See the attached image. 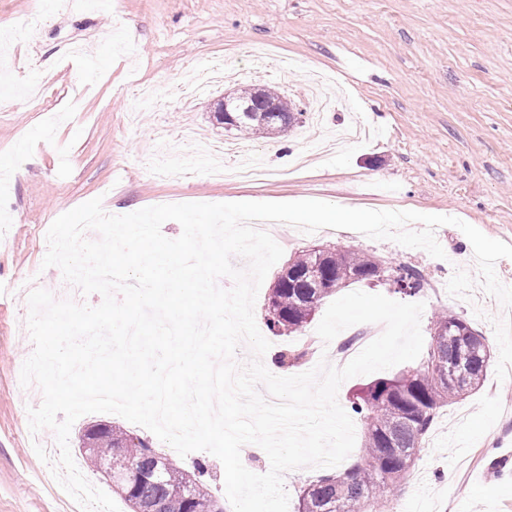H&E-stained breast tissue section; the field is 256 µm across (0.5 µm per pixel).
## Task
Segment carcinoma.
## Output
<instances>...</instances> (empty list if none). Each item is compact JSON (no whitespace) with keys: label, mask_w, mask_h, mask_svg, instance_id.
<instances>
[{"label":"carcinoma","mask_w":512,"mask_h":512,"mask_svg":"<svg viewBox=\"0 0 512 512\" xmlns=\"http://www.w3.org/2000/svg\"><path fill=\"white\" fill-rule=\"evenodd\" d=\"M235 131L268 137L281 129L273 122H252ZM290 261L297 276L277 278L268 299L266 325L276 335L306 331L324 299L352 283L372 282L377 271L374 255L353 248H330L323 262V287L316 288L303 277V271L315 261L312 250H302ZM391 273L400 284L396 293L411 296L425 285L423 275L413 266L396 263ZM433 325L446 332L431 333L427 352L415 366L392 378L375 379L349 399L351 414L366 424L359 459L342 473L323 474L310 481L300 492L297 512H377L398 490L438 411L460 399L455 388L439 384L436 358H463L468 392L483 385L491 360L485 338L444 309L435 314ZM87 437L93 448L84 452L86 459L96 469L112 459V490L129 503L131 512H224L220 502L203 490L200 478L205 464H197L198 477L194 478L156 451L149 440L110 423Z\"/></svg>","instance_id":"1"}]
</instances>
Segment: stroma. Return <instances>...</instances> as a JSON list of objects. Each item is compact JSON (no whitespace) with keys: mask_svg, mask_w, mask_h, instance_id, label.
<instances>
[{"mask_svg":"<svg viewBox=\"0 0 512 512\" xmlns=\"http://www.w3.org/2000/svg\"><path fill=\"white\" fill-rule=\"evenodd\" d=\"M46 19L0 66V512H63L64 490L28 438L20 367L33 348L19 291L67 287L43 267L42 238L63 213L102 198L113 214L160 196L188 203L245 198L317 200L362 209L459 218L512 244V0H105L72 10L66 0H0V32ZM263 43L329 75L353 111L313 120L300 77L281 81L242 47ZM228 55L231 85L201 95L180 89L191 65ZM99 74L79 111L67 109L84 60ZM170 94L144 103L142 87ZM271 88L303 110L300 124L239 138L216 122L225 88ZM435 237L446 256L374 240L349 229L307 234L283 225L285 255L352 247L419 269L427 286L420 327L430 335L444 307L495 344L503 308L481 286L470 299L446 288L455 269L477 275L473 248L454 226ZM272 352L307 348L292 374L336 361L314 326L270 336ZM512 377L488 372L482 387L440 409L425 446L394 496L407 512H512Z\"/></svg>","mask_w":512,"mask_h":512,"instance_id":"1","label":"stroma"}]
</instances>
